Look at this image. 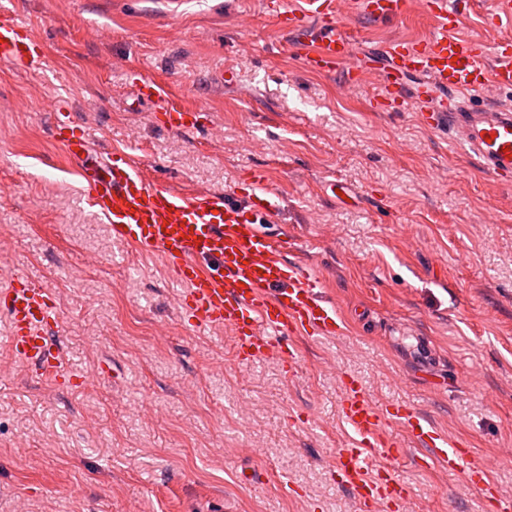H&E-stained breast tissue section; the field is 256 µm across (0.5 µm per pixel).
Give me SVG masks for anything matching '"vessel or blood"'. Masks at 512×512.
I'll return each mask as SVG.
<instances>
[{
    "label": "vessel or blood",
    "mask_w": 512,
    "mask_h": 512,
    "mask_svg": "<svg viewBox=\"0 0 512 512\" xmlns=\"http://www.w3.org/2000/svg\"><path fill=\"white\" fill-rule=\"evenodd\" d=\"M351 6L363 18L390 22L405 15L409 0H351ZM428 8L436 25L427 38H396L382 45L377 99L387 112L414 110L427 130L453 132L483 171L510 179L512 102L500 94L512 91V39L489 43L462 34L458 0H429ZM270 9L277 25L297 36L296 48L308 70L345 71L346 86L355 87L373 69L370 58H356L355 39L344 29L337 0H272ZM487 20L496 28H511L512 0H492ZM43 56L39 39L13 10L1 8L0 63L26 72ZM136 90L163 115L165 127L197 131V109L168 93L164 84L145 79ZM53 135L75 164L92 206L107 219L113 241L160 256L182 287L183 317L203 331L229 329L241 361L294 360L293 349L283 343L287 336L315 340L343 335L344 323L321 280L291 259L290 238L260 229L262 221L280 213V197L268 188L264 175H255L233 199L221 192L186 193L145 176L127 151H101L70 113H55ZM0 314L8 322L0 344L11 357L40 379L60 384L68 364L53 335L62 322L55 292L11 275L0 288ZM340 382L342 418L355 440L338 452L336 474L362 512L389 501L403 503L408 496L406 486L387 468L370 464L375 449H386L394 458L402 453L400 443L384 435L387 421L403 423L429 448L434 463L458 469L467 453L461 442L448 440L408 406L372 404L350 374H341ZM467 485L494 512H512V496L498 490L488 467L471 468Z\"/></svg>",
    "instance_id": "1"
}]
</instances>
